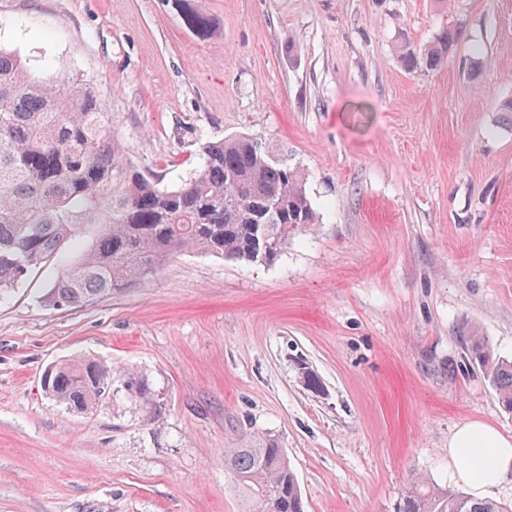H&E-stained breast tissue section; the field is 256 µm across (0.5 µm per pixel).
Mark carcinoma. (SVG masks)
I'll return each mask as SVG.
<instances>
[{
	"label": "carcinoma",
	"mask_w": 512,
	"mask_h": 512,
	"mask_svg": "<svg viewBox=\"0 0 512 512\" xmlns=\"http://www.w3.org/2000/svg\"><path fill=\"white\" fill-rule=\"evenodd\" d=\"M460 33L442 30L405 68L440 69ZM193 177L160 186L112 133V113L92 84L39 80L19 56L0 49V293L33 272L59 264L47 293L54 306L86 304L125 287L191 250L248 262H270L288 241L310 231L317 213L301 176L261 141L235 135L204 147ZM90 245L61 261L63 246L82 235ZM502 406L512 412V361L493 358L482 336L470 337ZM112 387L104 364L74 358L57 364L45 393L73 412H92ZM243 512H304L285 449L272 439L224 449ZM396 512H512L491 499L428 488L413 480Z\"/></svg>",
	"instance_id": "cac0c4a2"
}]
</instances>
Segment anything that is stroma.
<instances>
[{"label": "stroma", "instance_id": "1", "mask_svg": "<svg viewBox=\"0 0 512 512\" xmlns=\"http://www.w3.org/2000/svg\"><path fill=\"white\" fill-rule=\"evenodd\" d=\"M446 27L441 69L401 66ZM0 47L91 81L164 187L247 134L319 215L267 264L190 251L77 307L47 302L53 267L1 294L0 512H242L224 451L269 437L305 512H394L412 477L450 486L462 422L512 436L467 341L512 360V0H0ZM74 357L112 370L88 415L41 388Z\"/></svg>", "mask_w": 512, "mask_h": 512}]
</instances>
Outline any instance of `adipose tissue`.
Listing matches in <instances>:
<instances>
[{"mask_svg":"<svg viewBox=\"0 0 512 512\" xmlns=\"http://www.w3.org/2000/svg\"><path fill=\"white\" fill-rule=\"evenodd\" d=\"M448 458L453 463L449 479L479 498L512 478V438L490 424H460L448 442Z\"/></svg>","mask_w":512,"mask_h":512,"instance_id":"1","label":"adipose tissue"}]
</instances>
